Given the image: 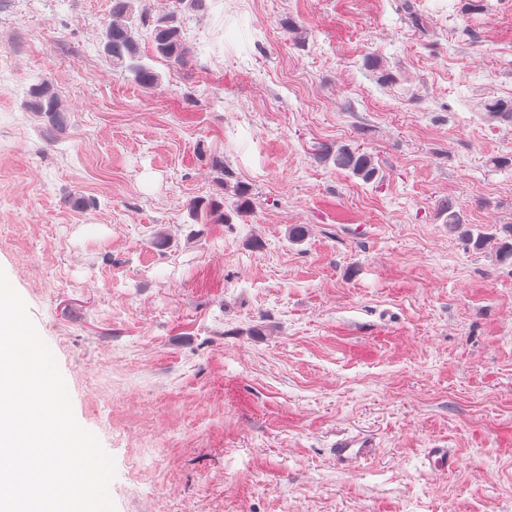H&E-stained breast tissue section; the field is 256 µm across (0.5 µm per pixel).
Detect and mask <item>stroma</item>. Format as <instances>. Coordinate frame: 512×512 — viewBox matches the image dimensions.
<instances>
[{"label":"stroma","mask_w":512,"mask_h":512,"mask_svg":"<svg viewBox=\"0 0 512 512\" xmlns=\"http://www.w3.org/2000/svg\"><path fill=\"white\" fill-rule=\"evenodd\" d=\"M466 2L415 0L424 35L403 0H208L186 66L141 38L145 89L102 51L111 0H0L21 75L0 81V269L114 461L116 512H512V266L437 209L512 224L490 165L512 120L479 110L512 99V0ZM40 76L68 112L52 141L25 106ZM340 142L375 181L317 158ZM209 154L256 208L191 241Z\"/></svg>","instance_id":"35a3bbf8"}]
</instances>
